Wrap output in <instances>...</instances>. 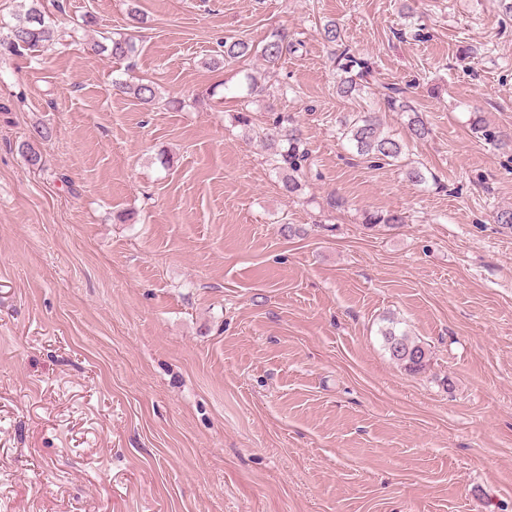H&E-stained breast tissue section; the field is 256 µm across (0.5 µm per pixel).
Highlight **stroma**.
Here are the masks:
<instances>
[{
	"label": "stroma",
	"instance_id": "1",
	"mask_svg": "<svg viewBox=\"0 0 512 512\" xmlns=\"http://www.w3.org/2000/svg\"><path fill=\"white\" fill-rule=\"evenodd\" d=\"M38 7L73 35L0 52V512H512V147L472 125L512 132L501 0ZM330 20L376 70L360 96L336 93ZM276 29L295 49L275 97L246 96L257 59L209 66ZM113 33L132 58L101 51ZM141 81L161 102L120 89ZM274 110L310 152L295 195L259 137ZM363 110L436 183L339 140ZM390 326L423 370L391 359ZM388 93L385 94L389 108L406 112L407 129L410 138L425 139L430 134V129L427 122L424 120L421 113L417 112L404 97V91L401 88L389 86L387 87ZM384 343L391 357L408 373L420 372L427 365L429 350L421 343L411 340L404 333L389 328L384 332Z\"/></svg>",
	"mask_w": 512,
	"mask_h": 512
}]
</instances>
